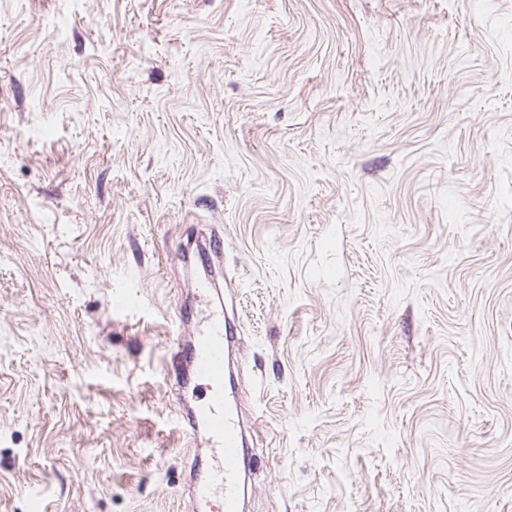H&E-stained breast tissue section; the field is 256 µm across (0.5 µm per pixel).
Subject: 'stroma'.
<instances>
[{"mask_svg":"<svg viewBox=\"0 0 512 512\" xmlns=\"http://www.w3.org/2000/svg\"><path fill=\"white\" fill-rule=\"evenodd\" d=\"M216 307L246 512H512V0H0V512H190Z\"/></svg>","mask_w":512,"mask_h":512,"instance_id":"obj_1","label":"stroma"}]
</instances>
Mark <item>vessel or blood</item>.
Here are the masks:
<instances>
[{
	"label": "vessel or blood",
	"instance_id": "b4317fda",
	"mask_svg": "<svg viewBox=\"0 0 512 512\" xmlns=\"http://www.w3.org/2000/svg\"><path fill=\"white\" fill-rule=\"evenodd\" d=\"M231 338L225 333L224 316L208 313L202 327L183 349L196 380L208 387L202 405L180 413L186 435H194L204 426L213 446L206 471L195 476L190 494L197 512H242L241 465L247 454L243 425L224 392L225 353Z\"/></svg>",
	"mask_w": 512,
	"mask_h": 512
}]
</instances>
